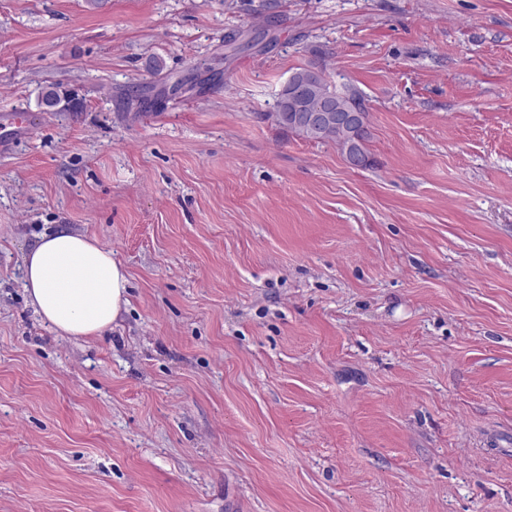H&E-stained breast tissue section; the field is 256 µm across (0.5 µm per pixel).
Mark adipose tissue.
Returning <instances> with one entry per match:
<instances>
[{"label": "adipose tissue", "mask_w": 512, "mask_h": 512, "mask_svg": "<svg viewBox=\"0 0 512 512\" xmlns=\"http://www.w3.org/2000/svg\"><path fill=\"white\" fill-rule=\"evenodd\" d=\"M24 280L36 312L64 336L101 335L130 303L128 272L111 249L63 224L27 252Z\"/></svg>", "instance_id": "ef3b65f1"}]
</instances>
